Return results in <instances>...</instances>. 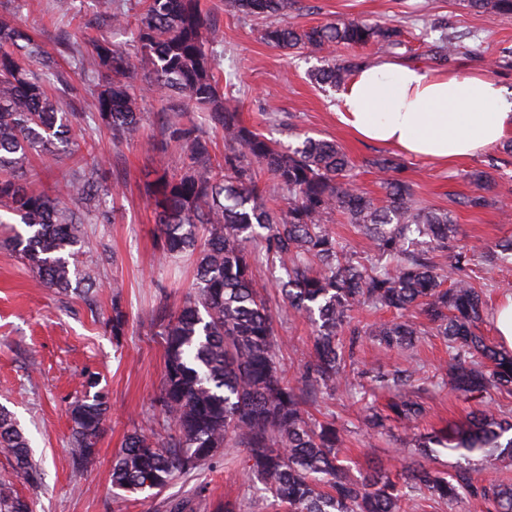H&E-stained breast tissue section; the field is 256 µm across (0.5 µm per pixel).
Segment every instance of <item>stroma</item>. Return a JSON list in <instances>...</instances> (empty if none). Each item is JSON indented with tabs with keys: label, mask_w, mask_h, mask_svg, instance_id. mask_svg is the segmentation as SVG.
I'll return each mask as SVG.
<instances>
[{
	"label": "stroma",
	"mask_w": 512,
	"mask_h": 512,
	"mask_svg": "<svg viewBox=\"0 0 512 512\" xmlns=\"http://www.w3.org/2000/svg\"><path fill=\"white\" fill-rule=\"evenodd\" d=\"M203 6L215 26L218 75L233 80L247 126L284 145L293 143L297 132L335 141L355 164L352 181L357 189L378 197L383 194L381 175L370 162L381 155L395 157L404 164L403 176L423 206L453 212L460 244L472 247L512 237V222L504 220L505 210H512V154L502 145L443 164L362 141L339 122L337 91L309 77L310 70L323 66L322 53L288 54L262 39L260 22L225 7L224 0H203ZM0 7L14 12L18 24L51 54H57L65 39L86 55L97 40L124 49L133 45L129 27L97 17L95 0H69L65 14L57 9L56 0H41L36 9L28 8L25 0H0ZM339 19L396 25L404 41L399 62L424 68L430 65L428 47L440 35L436 24L447 22L461 37L451 69L480 72L512 91V64L501 60L502 48H512V15L479 13L465 0H299L298 10L287 17L300 28ZM59 64L78 93L73 96L56 86L53 94L68 110L94 111V89L87 84L91 63L60 57ZM164 108L161 98H147L143 125L133 138L116 142L106 130L85 136L86 159L101 161L107 183L121 188L114 221L85 227L90 246L113 257L100 270L93 301L36 287L27 266L0 248V405L14 413L41 470L39 486H29L16 472L11 454L0 449V482L11 484L29 501L32 512H168L170 500L187 495L196 512H217L227 503L235 504V512H272L270 494L254 487L245 475L242 448L225 449L210 465L176 475L158 495H118L112 488V458L128 434L146 425L165 436L174 432L156 407L165 361L158 325L186 301L190 273L162 261L145 191L158 161L172 170L183 164L180 147L162 134ZM476 170L490 175L484 194L494 198V206H460V198L476 190L468 178ZM116 282L123 285L128 316L126 334L118 340L105 329ZM269 299L275 328L289 339L281 358L283 373L297 376L311 346L310 323L288 310L277 294ZM447 361L448 344L439 336H426L408 352H386L366 339L356 351L354 368L364 384L369 375L418 364L416 380L427 390V414L419 426L424 432L464 420L483 405L481 399L459 398L440 387ZM91 374L108 392L112 408L95 456L77 469L69 448L68 408L84 393ZM322 409L351 430L341 457L352 472L371 460L397 471L406 437L403 429L393 427L383 438L368 435L358 428L359 405L345 397L327 400Z\"/></svg>",
	"instance_id": "35a3bbf8"
}]
</instances>
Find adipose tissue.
I'll return each instance as SVG.
<instances>
[{
	"instance_id": "adipose-tissue-1",
	"label": "adipose tissue",
	"mask_w": 512,
	"mask_h": 512,
	"mask_svg": "<svg viewBox=\"0 0 512 512\" xmlns=\"http://www.w3.org/2000/svg\"><path fill=\"white\" fill-rule=\"evenodd\" d=\"M336 113L359 138L445 162L499 144L512 128V98L497 83L390 60L359 68Z\"/></svg>"
}]
</instances>
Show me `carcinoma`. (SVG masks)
<instances>
[{
    "label": "carcinoma",
    "instance_id": "1",
    "mask_svg": "<svg viewBox=\"0 0 512 512\" xmlns=\"http://www.w3.org/2000/svg\"><path fill=\"white\" fill-rule=\"evenodd\" d=\"M479 12L512 15V0H467ZM245 16L276 19L295 0H227ZM134 35L139 55L108 42L93 45L97 67V112L65 111L47 85H68L66 73L34 43L10 12L0 13V211L27 229L0 232V247L18 255L36 283L67 295L88 294L106 255L89 247L83 224H109L100 204L105 179L100 163L62 173L51 190L21 182L33 155L79 150L73 129L105 127L121 139L141 126L139 93L130 80L147 70L148 90L169 101L163 117L168 140L185 155L183 172L154 169L147 184L164 258L194 266L190 297L162 323L166 355L157 407L177 428L165 437L141 427L129 434L112 462V488L160 494L178 473L196 470L226 448L247 451L249 479L272 494L280 512H421L432 499L453 509L464 497L487 512H512V418L498 401L512 397V352L501 351L483 333L485 298L468 271L512 259V238L481 247L456 245L452 212L421 205L402 167L389 156L372 161L384 173L383 196L352 187L351 161L336 142L295 134L284 148L244 125L239 101L225 96L215 74L208 14L200 0H143ZM261 36L283 49L329 51L338 45H376L390 53L403 46L401 31L387 23L327 22L300 29L272 23ZM459 36L442 30L429 59L442 64L458 49ZM41 58L43 70L33 69ZM360 63L332 61L316 82L345 86ZM203 111L188 115L184 102ZM224 134V156L212 155L206 128ZM271 176L262 182L260 172ZM284 201L277 209L273 196ZM339 213L373 243L360 259L330 227ZM446 256L455 278L445 286ZM271 275L282 301L314 325L312 347L298 382L285 381L280 360L285 341L275 333L272 309L261 293L257 270ZM392 311L387 322L363 324L355 312ZM424 316L448 343L442 383L464 398L489 405L469 419L431 433L416 432L426 407L418 391H405L417 370L378 373L370 388L353 382L347 367L362 337L381 348L412 349L428 335L414 320ZM127 313L120 285L112 291L116 340L125 335ZM348 339H343V336ZM93 377L70 404L73 466L95 454L110 411L108 392ZM391 394L385 412L366 401L369 393ZM360 398L366 432L383 436L391 423L411 432L409 444L430 456L437 448L458 457L441 472L415 458L396 477L376 467L355 476L339 458L349 430L318 421L307 407L336 394ZM0 448L31 486L40 484L29 442L14 417L0 411ZM0 512H30L26 500L0 485Z\"/></svg>",
    "mask_w": 512,
    "mask_h": 512
}]
</instances>
